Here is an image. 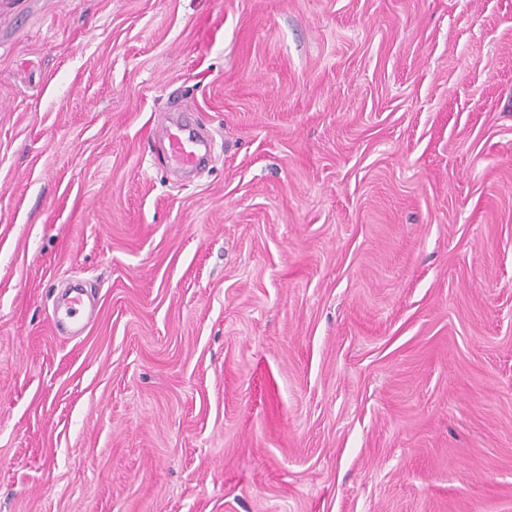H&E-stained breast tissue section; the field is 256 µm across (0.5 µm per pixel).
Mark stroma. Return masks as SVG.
Listing matches in <instances>:
<instances>
[{
  "instance_id": "obj_1",
  "label": "stroma",
  "mask_w": 512,
  "mask_h": 512,
  "mask_svg": "<svg viewBox=\"0 0 512 512\" xmlns=\"http://www.w3.org/2000/svg\"><path fill=\"white\" fill-rule=\"evenodd\" d=\"M0 512H512V0H0ZM155 137L168 144L171 158L185 168L195 167L203 158L202 147L209 148L207 141L197 138L183 125H160ZM83 306L82 293L77 291L55 309L52 316L55 328L64 331L68 336H81L88 325L83 317Z\"/></svg>"
}]
</instances>
